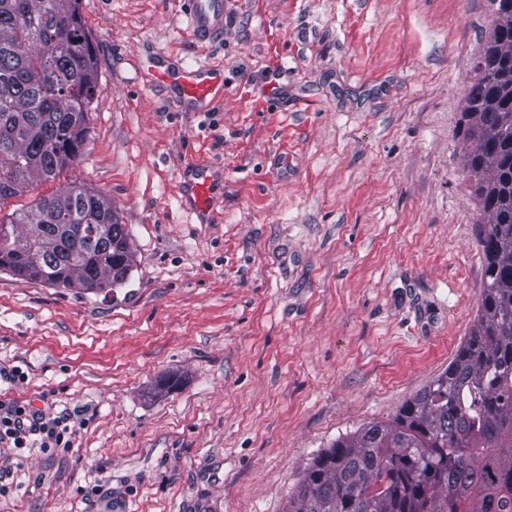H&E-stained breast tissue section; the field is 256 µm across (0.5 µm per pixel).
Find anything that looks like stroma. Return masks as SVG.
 <instances>
[{
  "instance_id": "1",
  "label": "stroma",
  "mask_w": 512,
  "mask_h": 512,
  "mask_svg": "<svg viewBox=\"0 0 512 512\" xmlns=\"http://www.w3.org/2000/svg\"><path fill=\"white\" fill-rule=\"evenodd\" d=\"M99 62L82 159L134 266L112 292L0 272V404L66 419L0 446V512H283L338 437L445 371L483 290L461 112L491 0H80ZM206 61L183 111L144 67ZM224 172L193 223L180 171ZM178 385L161 389L168 377ZM226 0H183L188 29L196 43L207 45L224 37Z\"/></svg>"
}]
</instances>
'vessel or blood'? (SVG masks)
Returning <instances> with one entry per match:
<instances>
[{"mask_svg":"<svg viewBox=\"0 0 512 512\" xmlns=\"http://www.w3.org/2000/svg\"><path fill=\"white\" fill-rule=\"evenodd\" d=\"M188 28L196 43L207 45L224 37L226 0H183ZM152 84L165 88L186 108L201 112L224 100V71L202 61L175 67L152 62L147 66ZM222 178L212 166L194 164L182 172L183 209L197 223H211Z\"/></svg>","mask_w":512,"mask_h":512,"instance_id":"b4317fda","label":"vessel or blood"}]
</instances>
